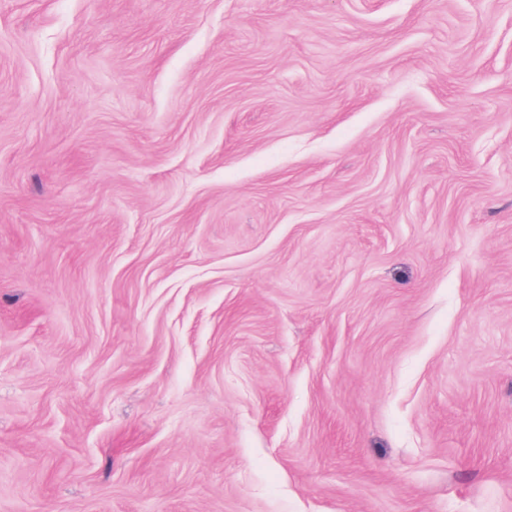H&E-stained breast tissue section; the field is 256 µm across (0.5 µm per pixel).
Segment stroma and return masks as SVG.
<instances>
[{"mask_svg":"<svg viewBox=\"0 0 512 512\" xmlns=\"http://www.w3.org/2000/svg\"><path fill=\"white\" fill-rule=\"evenodd\" d=\"M0 512H512V0H0Z\"/></svg>","mask_w":512,"mask_h":512,"instance_id":"stroma-1","label":"stroma"}]
</instances>
